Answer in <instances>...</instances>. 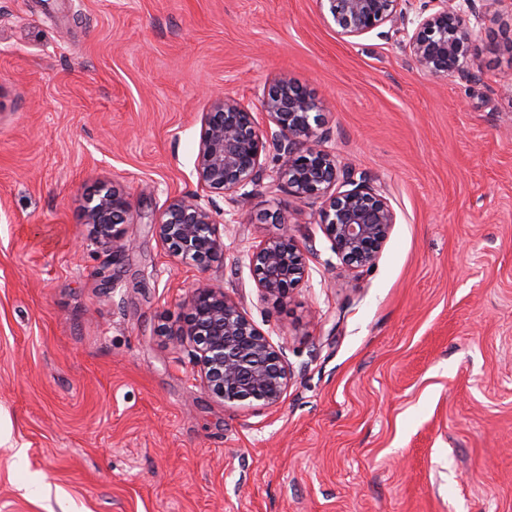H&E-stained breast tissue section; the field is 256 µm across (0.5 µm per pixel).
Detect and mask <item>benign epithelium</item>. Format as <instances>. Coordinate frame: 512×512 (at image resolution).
<instances>
[{
  "mask_svg": "<svg viewBox=\"0 0 512 512\" xmlns=\"http://www.w3.org/2000/svg\"><path fill=\"white\" fill-rule=\"evenodd\" d=\"M482 2L477 7L476 2ZM506 0H318L325 19L350 43L370 33L402 37L414 63L436 78H448L473 63L471 52L489 26L504 21ZM265 123L234 97L218 95L203 117L194 170L212 196L229 199L241 212L249 205V185L266 174L275 151L273 184H283L303 203L318 205L319 224L344 265L374 264L396 214L383 189L355 180L336 156L323 148L324 103L286 78L264 92ZM350 186L335 190L337 183ZM85 223L94 241L117 258L131 247L125 225L130 206L123 191L100 181L84 197ZM160 241L185 262L203 266L224 250L210 206L198 196L171 201L153 225ZM256 288L277 301L288 298L305 276L303 253L288 225L247 253ZM186 326L176 333L188 347L189 362L204 388L226 406L259 401L279 405L290 381L283 353L222 288L202 285L184 301Z\"/></svg>",
  "mask_w": 512,
  "mask_h": 512,
  "instance_id": "7a95c632",
  "label": "benign epithelium"
}]
</instances>
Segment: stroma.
<instances>
[{"label":"stroma","mask_w":512,"mask_h":512,"mask_svg":"<svg viewBox=\"0 0 512 512\" xmlns=\"http://www.w3.org/2000/svg\"><path fill=\"white\" fill-rule=\"evenodd\" d=\"M474 56L437 79L316 0H0V512H512V27ZM281 78L384 188L375 263L264 184L242 220L216 198L222 253L174 258L153 226L202 192L203 114ZM101 180L133 216L116 262L84 222ZM281 223L307 275L277 302L245 254ZM202 284L283 350L279 406L193 375L171 333Z\"/></svg>","instance_id":"obj_1"}]
</instances>
